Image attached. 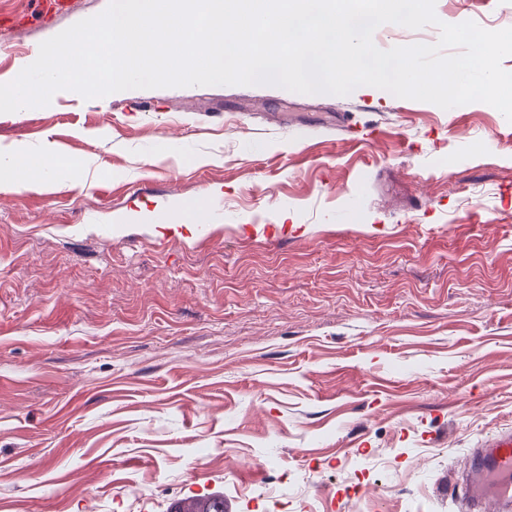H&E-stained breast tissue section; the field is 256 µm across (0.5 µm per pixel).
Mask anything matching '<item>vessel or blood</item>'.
<instances>
[{
  "mask_svg": "<svg viewBox=\"0 0 512 512\" xmlns=\"http://www.w3.org/2000/svg\"><path fill=\"white\" fill-rule=\"evenodd\" d=\"M469 478L463 493L475 512L494 506L512 512V432L488 440L468 463Z\"/></svg>",
  "mask_w": 512,
  "mask_h": 512,
  "instance_id": "vessel-or-blood-1",
  "label": "vessel or blood"
}]
</instances>
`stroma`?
Wrapping results in <instances>:
<instances>
[{
  "instance_id": "obj_1",
  "label": "stroma",
  "mask_w": 512,
  "mask_h": 512,
  "mask_svg": "<svg viewBox=\"0 0 512 512\" xmlns=\"http://www.w3.org/2000/svg\"><path fill=\"white\" fill-rule=\"evenodd\" d=\"M66 3L0 0V83L109 0ZM49 142L58 173L0 191V512H469L449 484L512 431L501 112L260 84L0 113V147Z\"/></svg>"
}]
</instances>
